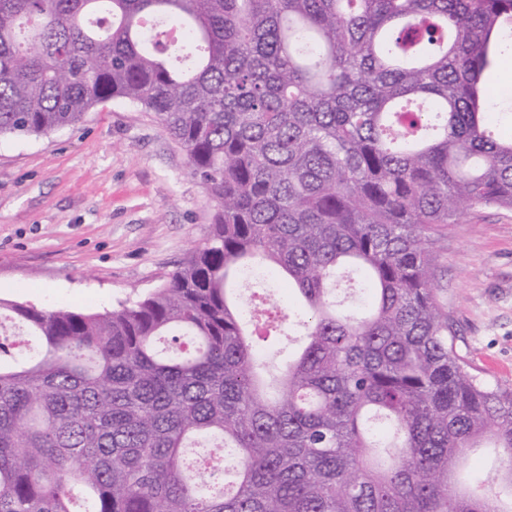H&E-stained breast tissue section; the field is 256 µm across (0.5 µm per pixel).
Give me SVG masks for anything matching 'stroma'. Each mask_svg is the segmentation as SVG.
Here are the masks:
<instances>
[{"mask_svg":"<svg viewBox=\"0 0 512 512\" xmlns=\"http://www.w3.org/2000/svg\"><path fill=\"white\" fill-rule=\"evenodd\" d=\"M512 131V52L487 75ZM214 205L153 113L120 101L42 136L0 137V298L103 312L160 287L206 242ZM436 285L458 354L512 387V211L449 226Z\"/></svg>","mask_w":512,"mask_h":512,"instance_id":"stroma-1","label":"stroma"}]
</instances>
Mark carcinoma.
I'll return each instance as SVG.
<instances>
[{
  "mask_svg": "<svg viewBox=\"0 0 512 512\" xmlns=\"http://www.w3.org/2000/svg\"><path fill=\"white\" fill-rule=\"evenodd\" d=\"M510 40L512 0H0L1 137L141 106L215 202L138 301L0 298L41 347L0 360V512H512V388L472 372L433 288L436 237L512 210L483 85ZM263 266L306 329L276 368L237 294ZM354 270L370 298L340 310ZM200 441L231 488L186 466ZM486 443L496 477L458 486Z\"/></svg>",
  "mask_w": 512,
  "mask_h": 512,
  "instance_id": "obj_1",
  "label": "carcinoma"
}]
</instances>
